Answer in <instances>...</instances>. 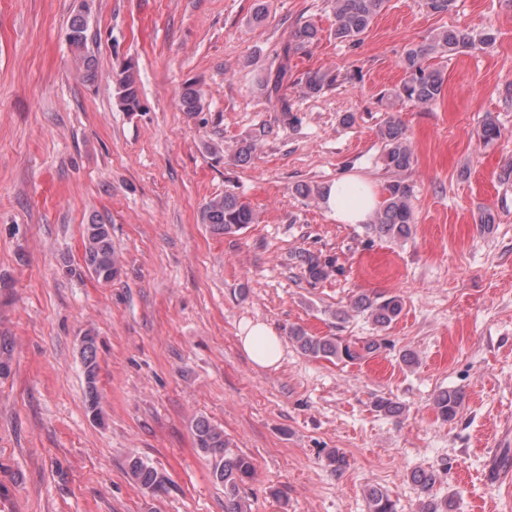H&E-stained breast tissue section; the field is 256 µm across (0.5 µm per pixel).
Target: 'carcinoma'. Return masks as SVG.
Returning a JSON list of instances; mask_svg holds the SVG:
<instances>
[{
    "label": "carcinoma",
    "instance_id": "1",
    "mask_svg": "<svg viewBox=\"0 0 512 512\" xmlns=\"http://www.w3.org/2000/svg\"><path fill=\"white\" fill-rule=\"evenodd\" d=\"M387 0H334L335 24L333 35L341 41H356L370 26ZM317 37L315 26L305 23L294 27L288 34L277 64L270 66L260 82L261 91L269 103L290 115L287 94L284 93L289 75V56L308 47ZM69 45L75 56V64L83 70L84 77L92 80L96 69L88 54V22L84 15H75L67 34ZM496 41V33L485 30L475 33L466 28L444 29L423 41L411 45L404 53L400 64L404 78L392 90L391 96L410 103L415 108L428 109L443 95L446 74L442 67L430 64L436 58H444L464 50L481 49ZM336 82V76L321 71H310L301 81L302 91L318 94ZM117 94L122 108L135 112L141 106V95L137 75L130 65L117 72ZM181 109L193 116L203 108V93L194 84L186 85L179 96ZM266 136L265 128H258L242 138L234 149L233 158L239 163L251 160L259 143ZM378 137L385 147L383 162L385 169L399 173L409 169L414 162L409 135L405 126L395 119L386 121L378 129ZM502 131L497 120L487 115L479 132L480 140L488 145L501 139ZM411 186L402 179H394L385 187V195L367 227L368 233L382 239L398 241L411 233L414 216L410 205ZM202 223L209 225L217 234L230 235L250 224L259 222V213L251 204L240 200L232 192H224L205 202L201 212ZM84 262L87 270L97 280L108 283L120 271V260L112 249L110 226L93 222L86 225L83 238ZM291 260L306 282L313 286L342 272L337 259L332 255L302 249L291 256ZM352 308L367 316L381 330L390 327L403 311V300L398 295H358ZM288 336L301 353L328 360L353 362L376 353L382 342L375 337L347 339L340 336H313L300 327L289 329ZM82 366L86 380V398L89 411L98 415L100 394L97 387V347L95 337L87 332L81 340ZM463 392L453 389L441 392L434 405L438 417L452 421L463 406ZM191 429L196 448L206 458L215 483L224 486V512H251L244 496L245 486L253 481L256 466L253 458L236 451L224 438V430L199 416L192 421ZM131 478L143 489L156 494L163 490L165 480L158 471L139 457L128 463ZM368 512H396L395 504L383 490L371 487L367 490Z\"/></svg>",
    "mask_w": 512,
    "mask_h": 512
}]
</instances>
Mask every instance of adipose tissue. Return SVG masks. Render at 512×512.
Wrapping results in <instances>:
<instances>
[{
  "instance_id": "1",
  "label": "adipose tissue",
  "mask_w": 512,
  "mask_h": 512,
  "mask_svg": "<svg viewBox=\"0 0 512 512\" xmlns=\"http://www.w3.org/2000/svg\"><path fill=\"white\" fill-rule=\"evenodd\" d=\"M378 202V191L373 183L348 175L328 187L324 205L337 223L362 224L370 220ZM239 341L248 358L258 366L272 367L281 359V341L266 323H249Z\"/></svg>"
}]
</instances>
